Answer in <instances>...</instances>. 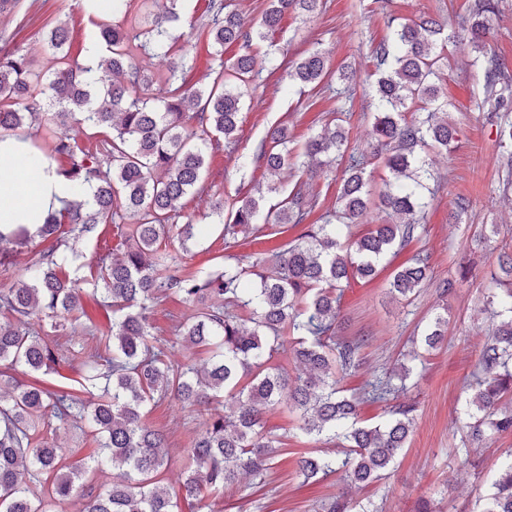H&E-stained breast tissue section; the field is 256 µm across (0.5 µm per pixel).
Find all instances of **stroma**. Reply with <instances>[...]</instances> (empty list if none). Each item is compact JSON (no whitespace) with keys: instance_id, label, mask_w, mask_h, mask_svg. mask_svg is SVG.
Listing matches in <instances>:
<instances>
[{"instance_id":"35a3bbf8","label":"stroma","mask_w":512,"mask_h":512,"mask_svg":"<svg viewBox=\"0 0 512 512\" xmlns=\"http://www.w3.org/2000/svg\"><path fill=\"white\" fill-rule=\"evenodd\" d=\"M469 0H322L314 18L299 13L284 15L279 28L256 47V77L244 98L242 122L233 144L211 150L206 160L205 181L224 197L225 205L256 193L272 179L261 155L269 128L287 127L296 151H303L308 138L341 116L348 132L347 149L370 154L375 138L377 101L372 95L370 73L373 49L389 32L390 18L431 17L452 23L463 16ZM207 0H179L177 10L184 21L185 39L165 55L139 54L146 75L167 72L180 55L190 53L194 68L192 83L207 87L219 57L204 28ZM72 33L69 56L83 60L86 45L96 28L84 11L82 0H11L0 11V50L29 51L36 63L47 62V37L58 25ZM487 49L512 71V0H498ZM321 51L328 78L310 85L294 84L289 73L296 62L312 51ZM470 52L457 45L448 52V65L440 83V96L450 104L449 119L460 130L450 152H430L434 174L425 224L396 253L388 255L374 280L348 288L341 305L342 337H365L361 365L345 375L342 385L361 392L367 384L397 376L402 364L418 350L417 338L438 311L448 313V333L441 347L426 355L422 365L406 381L396 402H415L417 411L409 443L387 476L369 484L346 488L341 474L304 481L297 460L324 445L299 428L295 414L286 408L266 413L264 428L280 436L289 455L280 460L264 481L241 476L233 490L217 500L216 512H320L329 495L347 492L366 512H420L431 503L434 512H475L478 497L491 491L502 463L512 454V433L476 443L469 438L471 419L465 413L469 383L478 372V354L497 323L486 309L484 293L492 275L499 271L498 257L512 251V196L502 185L504 158L495 119L478 111L484 78L468 64ZM352 67L357 80L349 96H342V83L335 73ZM42 153H50L55 139L65 138L80 148H94L102 130L76 124L36 126L26 132ZM345 168L336 162L325 169L318 161H306L300 170L288 169L278 180L282 194L296 184L310 185L315 205L310 221H319L337 207ZM469 203L461 223L452 224L448 214L457 198ZM183 220L201 227L189 245L186 266L193 271H211L236 264L244 255L262 251V244L247 241L235 249L224 245V227L212 215L209 198L191 193L182 200ZM498 225L500 234L484 242L485 225ZM127 248L117 225L99 224L80 240L57 250L60 272L91 289L96 277V257L120 254ZM426 257L429 279L411 300H394L387 279L394 268L412 258ZM450 292H443L445 283ZM202 418L173 400L150 405L149 426L168 432L172 442L184 443L198 429Z\"/></svg>"}]
</instances>
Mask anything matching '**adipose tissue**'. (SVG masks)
Masks as SVG:
<instances>
[{
	"label": "adipose tissue",
	"mask_w": 512,
	"mask_h": 512,
	"mask_svg": "<svg viewBox=\"0 0 512 512\" xmlns=\"http://www.w3.org/2000/svg\"><path fill=\"white\" fill-rule=\"evenodd\" d=\"M94 183L56 174L43 154L20 135L0 137V231L27 225L37 231L45 218L66 202L91 201Z\"/></svg>",
	"instance_id": "1"
}]
</instances>
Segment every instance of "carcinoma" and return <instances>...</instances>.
Wrapping results in <instances>:
<instances>
[{"label":"carcinoma","mask_w":512,"mask_h":512,"mask_svg":"<svg viewBox=\"0 0 512 512\" xmlns=\"http://www.w3.org/2000/svg\"><path fill=\"white\" fill-rule=\"evenodd\" d=\"M94 19L103 48L98 82L89 81L85 65L68 62L63 51L68 29L50 32L49 66L35 67L28 53L16 49L0 55V134L14 133L41 120H75L89 128L107 126L112 137L93 151L65 139L55 142L49 161L67 160L57 172L75 181L95 182L91 206L72 202L67 217L73 238L98 224L123 223L132 246L123 258L97 259L95 306L112 312V346L97 350L93 359L73 365L59 356L43 323L60 329L96 325L83 304L84 291L63 277L54 252L34 259L32 281L0 288V311L9 320L0 324V512H52L58 501L81 499L79 512H214L215 499L234 486L243 473L264 479L276 460L288 454L277 436L264 431L263 415L284 405L299 415L301 429L319 441L337 442L343 457L312 452L299 460V473L308 481L336 470L349 485L380 478L406 447L414 423L413 404L390 411L379 426L358 425L363 400L385 402L397 391L391 381L370 385L364 396L347 395L341 377L359 364L363 339H344L341 301L354 282H368L379 272L388 253L413 237L427 207L423 189L431 178L430 148L451 149L457 129L448 122L447 104L438 84L448 45L463 38L474 52L473 65L484 74V98L500 119L499 141L512 148V75L485 44L492 30L497 0H473L458 28L443 29L433 19L404 20L389 39L374 50L376 96L380 106L375 124L376 155H385L387 178L378 198L389 220L354 236L372 200V179L365 154H351L339 191L336 223L309 224L312 204L299 188L278 201L276 224H303L300 242L272 255L259 254L245 266L226 265L208 273L183 274L182 256L173 251L199 233L198 225L178 223L181 200L190 192L210 195L203 180L208 149L234 139L247 86L253 81V45L266 36L247 25L230 0H209L207 27L216 55L224 47L239 53L218 64L212 85L197 88L188 79L186 59L154 81L136 63L139 51L172 48L179 40L172 24L179 20L170 0L160 17H145L147 6L137 0H83ZM320 0H270L262 19L267 29L290 11L314 14ZM120 14L130 26L112 23ZM325 59L314 52L293 69L301 84L325 78ZM335 124L311 137L304 155L330 156L345 141ZM288 130L272 128L263 158L268 171L278 173L299 165L288 148ZM264 196H247L224 223V201L212 204V214L224 224V239L238 243L242 230L262 240L274 236L259 223ZM61 223L51 213L39 237L56 238ZM31 237L20 227L0 232V268H8L14 248ZM485 291L487 304L508 314L496 326L479 355L486 377L476 382L467 400L474 442L512 431V409L499 408L512 394V256L500 263ZM428 278L425 259L393 270L389 293L409 299ZM170 294L178 295L190 313L177 320L175 335L182 346L211 353L209 367L200 371L192 357L178 359L154 336L152 314ZM448 314L436 315L424 328L419 347L429 353L441 343ZM292 352L306 370L288 380L279 353ZM66 367L79 373L77 384L98 391L87 403L60 385L21 381L13 376L43 372L61 375ZM167 399L199 411L213 402L230 413L214 410L182 449L187 462L179 491L164 486L162 473L171 456L169 434L149 427L148 406ZM50 430L86 423L99 438V447L73 460L74 448H61L37 435L36 424ZM110 479L94 487L88 479L105 473ZM493 490L482 499L479 512H512V459L499 471Z\"/></svg>","instance_id":"carcinoma-1"}]
</instances>
